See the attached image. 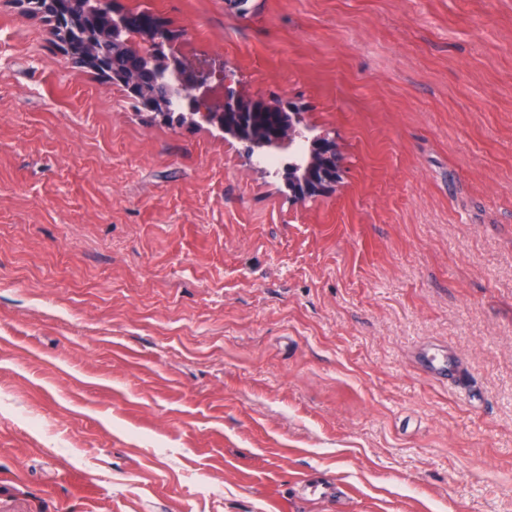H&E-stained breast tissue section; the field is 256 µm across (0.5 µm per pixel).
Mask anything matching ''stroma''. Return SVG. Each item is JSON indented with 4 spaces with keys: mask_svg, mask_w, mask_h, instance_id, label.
Masks as SVG:
<instances>
[{
    "mask_svg": "<svg viewBox=\"0 0 512 512\" xmlns=\"http://www.w3.org/2000/svg\"><path fill=\"white\" fill-rule=\"evenodd\" d=\"M114 2L340 179L296 201L0 0V512H512V0ZM289 120L283 124L277 131L275 138L270 144H263V147L269 149H283L296 146L297 139L300 136L299 127L302 125L301 112L297 108H290ZM326 142L321 144L318 156L311 155L309 159L303 155L297 157V163L305 167L304 172L314 173L324 168L335 166L338 170V162L336 157V144L333 140L325 138ZM421 364L426 375L432 379L445 381H457L460 373L455 360L448 358L446 352H423L421 354Z\"/></svg>",
    "mask_w": 512,
    "mask_h": 512,
    "instance_id": "obj_1",
    "label": "stroma"
}]
</instances>
